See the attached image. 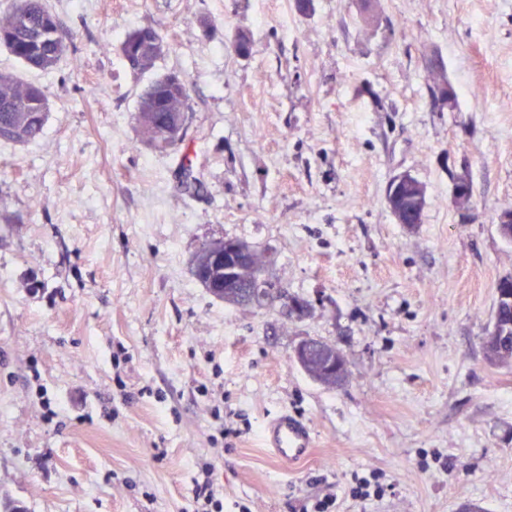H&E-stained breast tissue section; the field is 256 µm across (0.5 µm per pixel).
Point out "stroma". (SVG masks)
I'll return each mask as SVG.
<instances>
[{
	"instance_id": "35a3bbf8",
	"label": "stroma",
	"mask_w": 512,
	"mask_h": 512,
	"mask_svg": "<svg viewBox=\"0 0 512 512\" xmlns=\"http://www.w3.org/2000/svg\"><path fill=\"white\" fill-rule=\"evenodd\" d=\"M46 4L57 67L0 49L49 102L40 139L0 142V499L192 512L208 466L222 512H512V365L483 350L512 275V0H378L374 26L361 0ZM146 26L169 49L136 72L119 47ZM435 60L452 104L431 97ZM171 71L191 85L195 194L136 120ZM404 172L427 190L413 228L386 205ZM222 237L273 248L308 313L197 284L191 256ZM305 338L341 351V386L290 360ZM284 410L316 442L291 466L260 442Z\"/></svg>"
}]
</instances>
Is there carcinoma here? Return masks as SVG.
Instances as JSON below:
<instances>
[{
  "label": "carcinoma",
  "instance_id": "obj_1",
  "mask_svg": "<svg viewBox=\"0 0 512 512\" xmlns=\"http://www.w3.org/2000/svg\"><path fill=\"white\" fill-rule=\"evenodd\" d=\"M163 37L152 27L129 32L120 44V52L134 71L154 67L165 50L156 49L146 35ZM66 31L44 0H23L0 13V45L27 67L51 70L67 51ZM432 94L442 102H452L448 78L443 67L431 64ZM190 84L185 77L174 81L166 75L154 81L142 94L137 120L144 138L159 149L183 146L182 169H192V149L185 143L186 131L172 123L173 113L189 109ZM48 103L41 87L23 82L11 74H0V139L25 144L39 138L46 125ZM392 210L403 221L421 222L426 201H418L404 185L386 196ZM483 349L492 364L512 362V300L501 301L496 322L485 336ZM303 372L327 386H338L346 377L345 360L336 346L320 342V350L303 362Z\"/></svg>",
  "mask_w": 512,
  "mask_h": 512
}]
</instances>
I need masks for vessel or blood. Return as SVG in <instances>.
Segmentation results:
<instances>
[{
  "label": "vessel or blood",
  "instance_id": "vessel-or-blood-1",
  "mask_svg": "<svg viewBox=\"0 0 512 512\" xmlns=\"http://www.w3.org/2000/svg\"><path fill=\"white\" fill-rule=\"evenodd\" d=\"M260 439L263 448L288 465L308 459L314 447L310 426L285 411L264 423Z\"/></svg>",
  "mask_w": 512,
  "mask_h": 512
}]
</instances>
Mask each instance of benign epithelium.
Masks as SVG:
<instances>
[{
  "label": "benign epithelium",
  "instance_id": "7a95c632",
  "mask_svg": "<svg viewBox=\"0 0 512 512\" xmlns=\"http://www.w3.org/2000/svg\"><path fill=\"white\" fill-rule=\"evenodd\" d=\"M473 186L469 178L465 175L458 177L451 191L452 201H469L470 192ZM254 254V248L251 243L236 240L224 239L223 248L212 249L210 260L215 266L224 270V277L215 279L204 272L196 258L190 260V270L194 278L205 288H226L229 290V297L239 303L252 306L257 301V289H266L267 298H281L282 301H288L285 291L280 283L269 275V269L275 262V253L271 249H266L265 266L252 272V275L245 278L238 277V273L247 267Z\"/></svg>",
  "mask_w": 512,
  "mask_h": 512
}]
</instances>
